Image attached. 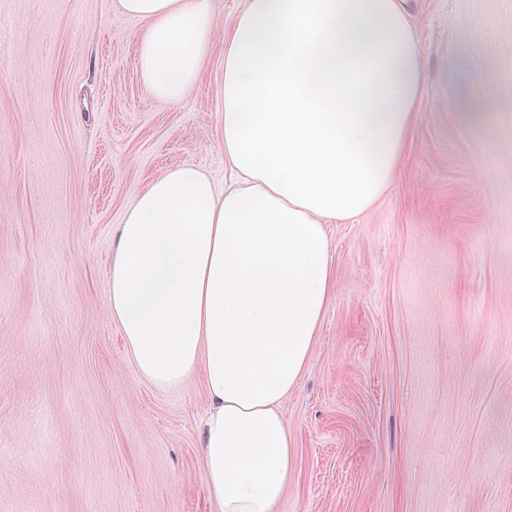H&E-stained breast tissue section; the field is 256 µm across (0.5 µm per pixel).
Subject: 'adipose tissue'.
Wrapping results in <instances>:
<instances>
[{
    "instance_id": "obj_1",
    "label": "adipose tissue",
    "mask_w": 512,
    "mask_h": 512,
    "mask_svg": "<svg viewBox=\"0 0 512 512\" xmlns=\"http://www.w3.org/2000/svg\"><path fill=\"white\" fill-rule=\"evenodd\" d=\"M141 20L139 72L178 102L216 42V143L235 177L183 164L124 210L107 312L157 388L203 373L200 456L217 512H275L296 469L280 406L331 296L326 224L395 181L425 83L406 0H115Z\"/></svg>"
}]
</instances>
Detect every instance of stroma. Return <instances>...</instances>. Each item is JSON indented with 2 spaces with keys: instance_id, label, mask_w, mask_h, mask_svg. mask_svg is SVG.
Segmentation results:
<instances>
[{
  "instance_id": "1",
  "label": "stroma",
  "mask_w": 512,
  "mask_h": 512,
  "mask_svg": "<svg viewBox=\"0 0 512 512\" xmlns=\"http://www.w3.org/2000/svg\"><path fill=\"white\" fill-rule=\"evenodd\" d=\"M114 0H0V512H216L202 374L142 379L106 310L124 208L185 164L227 179L216 46L150 97ZM427 81L401 171L327 227L331 298L281 406L277 512H512V0H410ZM489 90L463 117L459 86Z\"/></svg>"
}]
</instances>
